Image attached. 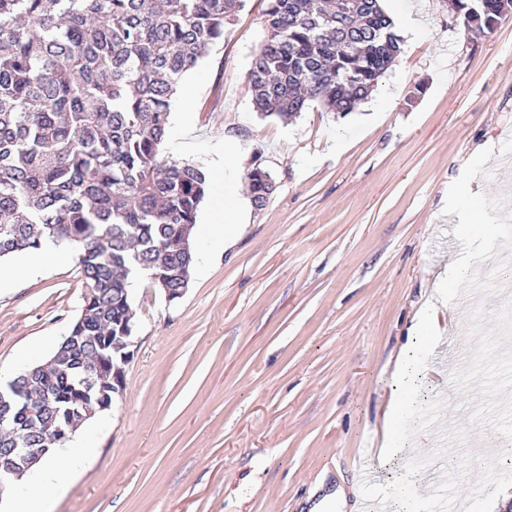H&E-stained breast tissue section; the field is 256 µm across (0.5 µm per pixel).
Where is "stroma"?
Wrapping results in <instances>:
<instances>
[{
    "label": "stroma",
    "instance_id": "1",
    "mask_svg": "<svg viewBox=\"0 0 512 512\" xmlns=\"http://www.w3.org/2000/svg\"><path fill=\"white\" fill-rule=\"evenodd\" d=\"M382 7L411 13L422 33L347 116L255 111L246 73L266 0H246L183 79L170 126L187 119L195 132L165 158L210 171L230 157L244 198L258 162L276 189L245 223L221 226L224 188L210 183L194 228L210 259L176 302L144 280L133 288L134 354L110 424L86 469L34 512H306L322 483L393 504L406 486L418 512H494L512 495V442L468 423L449 382L470 360L475 296L439 307L437 330L417 324L462 250L459 218L443 207L479 151L493 149L494 176L471 192L512 212V17L483 33L452 22L440 0ZM65 252L22 281L0 263V367L48 359L80 316L76 249ZM406 347V480L364 482L358 467L384 444Z\"/></svg>",
    "mask_w": 512,
    "mask_h": 512
}]
</instances>
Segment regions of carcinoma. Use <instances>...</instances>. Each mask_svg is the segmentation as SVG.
I'll return each mask as SVG.
<instances>
[{"label": "carcinoma", "instance_id": "1", "mask_svg": "<svg viewBox=\"0 0 512 512\" xmlns=\"http://www.w3.org/2000/svg\"><path fill=\"white\" fill-rule=\"evenodd\" d=\"M244 0H0V261L46 241L75 243L85 287L80 339L63 364L5 393L7 440L40 448L31 415L65 424L133 312L135 272L173 291L191 275L207 175L162 156L171 104ZM512 0H454L467 30L492 32ZM247 81L254 109L290 119L311 102L342 116L401 52L380 0H268ZM255 164V207L274 189Z\"/></svg>", "mask_w": 512, "mask_h": 512}]
</instances>
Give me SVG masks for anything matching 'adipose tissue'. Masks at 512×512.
Wrapping results in <instances>:
<instances>
[{"label":"adipose tissue","instance_id":"adipose-tissue-1","mask_svg":"<svg viewBox=\"0 0 512 512\" xmlns=\"http://www.w3.org/2000/svg\"><path fill=\"white\" fill-rule=\"evenodd\" d=\"M104 424V418L99 416L92 418L81 433L85 442L84 447L77 451H51L40 463L17 480L5 504L6 512H31V504L36 495L49 496L60 490L66 476L84 467L91 454L86 442Z\"/></svg>","mask_w":512,"mask_h":512}]
</instances>
